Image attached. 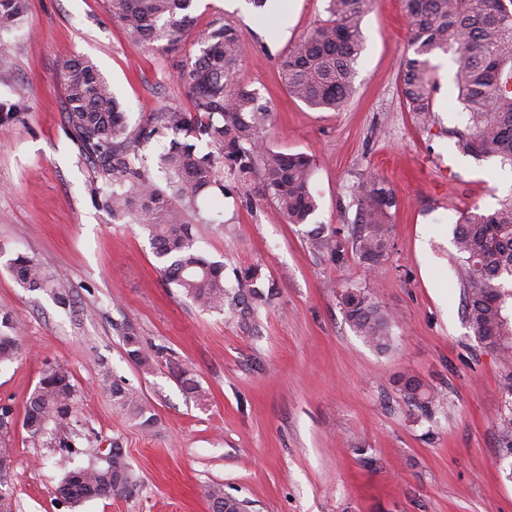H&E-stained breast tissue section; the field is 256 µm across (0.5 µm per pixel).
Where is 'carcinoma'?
<instances>
[{"instance_id": "cac0c4a2", "label": "carcinoma", "mask_w": 512, "mask_h": 512, "mask_svg": "<svg viewBox=\"0 0 512 512\" xmlns=\"http://www.w3.org/2000/svg\"><path fill=\"white\" fill-rule=\"evenodd\" d=\"M195 0H108L112 19L131 44L144 52L171 54L181 49L185 33L193 30ZM327 18L278 59L288 94L313 109L338 110L356 93V65L362 48L360 21L371 0H326ZM29 0H0V85L13 80V38L25 27ZM411 27L409 48L401 62L404 96L418 123L431 121L434 85L430 56L459 54L454 74L463 104L465 125L448 130L457 149L476 159L497 158L512 166V0H403ZM199 54L177 73L191 106L163 107L146 120L130 125L126 110L93 63L67 56L55 79L63 89V130L80 161L94 177L88 194L96 208L114 220L138 224L150 237L162 262L164 278L198 306L227 309L241 321L249 315V300L268 301L273 290L240 289L224 285V263L205 257L196 247L195 224H211L200 199L210 191L224 192V178L246 180L261 174L263 196L271 199L290 224H305L317 210L311 190L313 156L286 154L267 148L259 130L271 108L255 90L233 82L241 60L239 31L214 21L197 40ZM27 97L19 89L0 98V126L19 120ZM170 139L157 155L155 171L146 164L145 148ZM357 220L352 237L359 259L374 270L384 259L390 237L396 196L383 178L368 174L352 185ZM314 249L335 251L331 239L318 229L308 231ZM460 254V285L465 293V316L472 335L485 349L512 360V196L492 213L467 210L454 230ZM16 283L29 291L52 296L66 304L61 275L46 270L35 258L19 253L10 261ZM345 318L365 343L385 351L390 346L393 318L368 289L348 288L340 294ZM128 357L149 363L138 333H123ZM18 352L12 317L0 313V363ZM98 382L112 405L144 429L155 414L131 386L112 378L99 364ZM402 399L430 417L444 405V394L415 375L397 379ZM75 386L69 372L51 367L30 395L23 427L31 437L44 435L52 423L70 416ZM502 457L512 458V401L496 419ZM132 473L121 448L114 447L107 466L76 467L66 471L58 493L70 501L124 493ZM212 512H244L243 503L213 484L206 491ZM0 512H14L9 454L0 449Z\"/></svg>"}]
</instances>
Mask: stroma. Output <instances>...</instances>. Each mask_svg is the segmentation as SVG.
<instances>
[{
    "mask_svg": "<svg viewBox=\"0 0 512 512\" xmlns=\"http://www.w3.org/2000/svg\"><path fill=\"white\" fill-rule=\"evenodd\" d=\"M325 0H197V29L216 17L243 39L234 81L272 108L267 147L315 158L318 208L290 224L262 195L259 176L230 184L207 209L222 224L195 227L197 246L223 262L226 287L244 269L274 289L241 323L198 308L164 281L161 261L139 225L112 220L87 192L92 170L62 130L55 74L63 57L88 58L130 121L164 106H188L176 78L199 47L179 54L135 48L106 0H30L31 34L20 36L12 67L29 108L0 127V312H10L20 350L0 366V405L15 423L6 438L15 512H211L219 483L246 512H512L495 430L511 399L512 370L471 335L457 278L453 230L461 212H493L512 196V167L460 153L448 130L463 108L453 89L454 54L434 65V122L419 125L402 94L400 61L410 28L402 0H373L361 20L357 94L339 111L292 99L276 62L325 19ZM383 177L397 198L384 261L376 270L352 248L353 183ZM322 226L335 253L314 250ZM25 253L63 272L69 306L21 288L9 262ZM371 290L394 314L393 340L378 352L345 320L339 296ZM134 327L151 358L130 360L123 326ZM164 357H155L156 349ZM140 393L156 414L142 429L96 383L98 364ZM62 366L77 393L66 419L72 448L22 426L43 370ZM412 373L441 389L445 407L421 417L394 386ZM122 449L137 483L129 492L62 499L66 470L111 446Z\"/></svg>",
    "mask_w": 512,
    "mask_h": 512,
    "instance_id": "1",
    "label": "stroma"
}]
</instances>
